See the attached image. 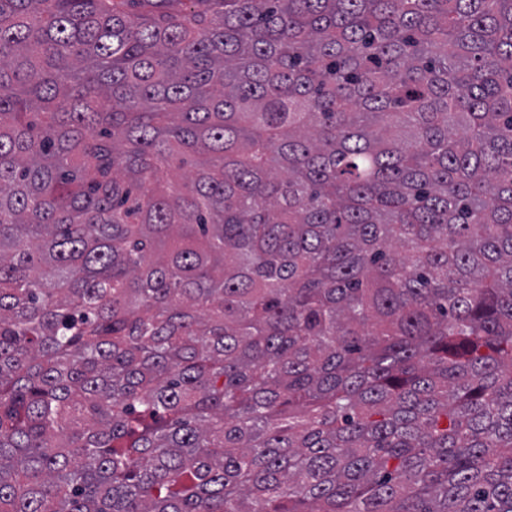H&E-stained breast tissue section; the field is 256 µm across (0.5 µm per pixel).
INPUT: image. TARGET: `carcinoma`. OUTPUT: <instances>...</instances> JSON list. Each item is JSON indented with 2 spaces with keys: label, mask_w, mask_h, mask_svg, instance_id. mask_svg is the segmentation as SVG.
<instances>
[{
  "label": "carcinoma",
  "mask_w": 512,
  "mask_h": 512,
  "mask_svg": "<svg viewBox=\"0 0 512 512\" xmlns=\"http://www.w3.org/2000/svg\"><path fill=\"white\" fill-rule=\"evenodd\" d=\"M0 512H512V0H0Z\"/></svg>",
  "instance_id": "obj_1"
}]
</instances>
